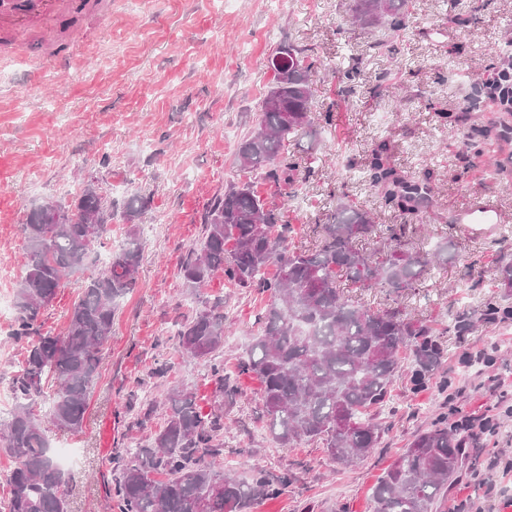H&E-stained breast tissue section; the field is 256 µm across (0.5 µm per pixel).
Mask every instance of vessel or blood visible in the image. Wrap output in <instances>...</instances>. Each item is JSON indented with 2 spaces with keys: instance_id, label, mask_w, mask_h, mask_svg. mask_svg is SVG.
Returning a JSON list of instances; mask_svg holds the SVG:
<instances>
[{
  "instance_id": "b4317fda",
  "label": "vessel or blood",
  "mask_w": 512,
  "mask_h": 512,
  "mask_svg": "<svg viewBox=\"0 0 512 512\" xmlns=\"http://www.w3.org/2000/svg\"><path fill=\"white\" fill-rule=\"evenodd\" d=\"M83 0H0V30L24 31L39 26L40 37L47 48L45 63L55 62L53 48L58 38V22L67 15L81 13ZM499 220L495 207L476 202L462 211L458 221L470 233L482 232L484 225Z\"/></svg>"
}]
</instances>
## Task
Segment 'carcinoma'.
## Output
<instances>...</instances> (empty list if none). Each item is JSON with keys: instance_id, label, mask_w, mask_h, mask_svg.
<instances>
[{"instance_id": "1", "label": "carcinoma", "mask_w": 512, "mask_h": 512, "mask_svg": "<svg viewBox=\"0 0 512 512\" xmlns=\"http://www.w3.org/2000/svg\"><path fill=\"white\" fill-rule=\"evenodd\" d=\"M410 6L411 0H353L352 17L363 28L386 24L398 31ZM282 52L283 66L270 63L267 94L254 126L237 144L236 157L242 168L293 187L299 163L284 153V143L316 133L311 109L316 62L291 43L279 44L273 55ZM435 123L442 131L454 125L467 148L490 135L512 141V127L506 124L473 126L467 116L446 112L435 113ZM365 167L370 184L401 215L417 218L433 209L431 180L399 169L388 143L378 144ZM148 204L137 193L127 198L120 214L127 240L118 247L109 245L112 200L93 178L70 201L34 206L22 225L24 264L11 336L26 342V355L12 378L14 408L0 417V450L13 460L7 474L11 495L0 512H68V477L33 406L48 403L55 426L82 431L117 301L137 285L142 261L137 227ZM288 233L276 203L251 182L232 183L208 206L201 242L187 249L179 274L195 291L221 272L234 288L269 295L260 330L239 365L240 372L262 384L267 432L282 447L318 441L332 461L350 465L378 447L377 414L390 401L400 354L413 351L410 382L418 390L441 364L443 350L431 326L346 298L340 279L357 288L381 286L401 294L418 287L427 268L447 267L453 246L446 241L431 253L411 252L402 244L405 225L378 224L368 211L344 201L337 204L333 222L321 226L317 247H293ZM374 238L386 248L380 257L359 247ZM98 247L108 249V265L83 282L65 332L44 330L43 312ZM272 264L278 274L270 279L266 270ZM507 319L512 320V307L489 304L460 312L456 327L464 333L479 323ZM224 320V306L201 302L180 324L175 347L209 361L219 395L230 402L236 394L233 379L217 360ZM151 375L163 390L156 399L133 402L130 410L141 429L160 403L163 424L139 446L126 449L119 461L109 489L116 512H251L258 501L280 494L286 476L274 480L258 470L242 481L217 466L224 455V412L198 411L194 393L168 380L166 363H156ZM467 443V433L448 427L445 417L416 434L374 489L372 512H437V504L469 468Z\"/></svg>"}]
</instances>
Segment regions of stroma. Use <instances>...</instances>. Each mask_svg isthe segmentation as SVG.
Masks as SVG:
<instances>
[{
  "instance_id": "35a3bbf8",
  "label": "stroma",
  "mask_w": 512,
  "mask_h": 512,
  "mask_svg": "<svg viewBox=\"0 0 512 512\" xmlns=\"http://www.w3.org/2000/svg\"><path fill=\"white\" fill-rule=\"evenodd\" d=\"M413 0L406 26L363 29L351 21L352 0H100L60 32L77 66H38L44 49L36 32L0 31V262L22 272L25 224L31 207L47 199L69 200L84 180L96 178L114 210L132 193L148 196L138 234L143 259L137 285L120 305L101 358L82 432L48 426L52 450L74 452L67 467L69 512H111L109 487L126 432L133 397L151 398L150 372L169 365L168 378L192 386L201 413L219 399L209 366L189 360L173 336L201 301L220 302L228 325L219 357L228 372L245 357L265 294L225 285L215 274L200 291L187 290L178 265L195 244L200 216L211 199L233 182H254L278 202L291 227L290 245L315 248L320 225L332 221L336 204L349 197L377 223L399 224L363 174L367 155L380 141L394 162L412 175L430 172L440 189L432 212L421 216L425 232L407 230L406 249L426 252L453 241L455 258L428 270L419 288L396 295L385 288H346L350 299L375 309H397L430 322L444 350L427 386L412 390V352L401 355L385 428L373 455L351 466L333 463L321 445L283 448L265 433L260 384L243 376L224 408V455L241 479L260 469L288 475L277 499L255 512H369L374 488L418 432L441 417L455 421L491 416L492 435L479 456L512 463V320L464 333L457 314L488 303L512 306V288L499 284L497 266L512 260V144L478 140L475 149L493 168L464 161L458 144L438 133L437 112H469L481 125L507 123L512 114L479 101L478 90L512 56V0ZM111 11L109 23L99 15ZM302 48L320 66L312 77L316 137L287 141L297 160L314 157L313 171L299 170L295 188L240 168L234 153L250 129L272 79L269 57L282 41ZM342 60L345 78L333 63ZM475 201L493 203L500 224L474 236L457 214ZM498 343L492 361L462 363L465 349ZM451 381L456 398L442 391Z\"/></svg>"
}]
</instances>
